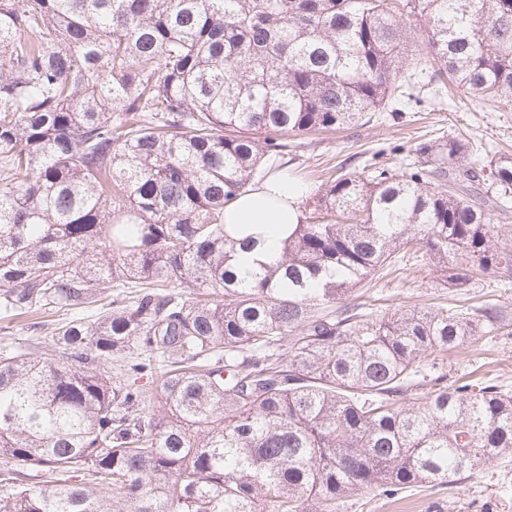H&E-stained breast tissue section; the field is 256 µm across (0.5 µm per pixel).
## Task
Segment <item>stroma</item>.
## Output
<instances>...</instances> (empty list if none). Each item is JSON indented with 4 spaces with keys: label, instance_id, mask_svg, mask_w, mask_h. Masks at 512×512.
<instances>
[{
    "label": "stroma",
    "instance_id": "obj_1",
    "mask_svg": "<svg viewBox=\"0 0 512 512\" xmlns=\"http://www.w3.org/2000/svg\"><path fill=\"white\" fill-rule=\"evenodd\" d=\"M419 83L422 104L418 111L396 116L380 112L364 126L288 139L279 164L314 188L330 168L363 171L378 151L384 162L406 167L414 160L416 144L447 134L470 140L479 160L512 154V105H478L462 92L451 104H442L432 98L428 75H421ZM367 289L381 315L401 307L448 306L465 298L475 304L494 302L512 312V279L455 288L422 256L405 257L400 271L373 280ZM445 368L450 376L489 380L512 393V336L499 337L493 343L475 339L466 349L450 353ZM343 512H512V461L487 463L451 487L423 485L391 497L367 490L350 498Z\"/></svg>",
    "mask_w": 512,
    "mask_h": 512
}]
</instances>
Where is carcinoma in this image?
Masks as SVG:
<instances>
[{"label":"carcinoma","mask_w":512,"mask_h":512,"mask_svg":"<svg viewBox=\"0 0 512 512\" xmlns=\"http://www.w3.org/2000/svg\"><path fill=\"white\" fill-rule=\"evenodd\" d=\"M419 42L512 104V0H0V319L94 307L42 322L57 360L0 347V512H341L512 458V395L444 368L512 318L362 292L405 248L511 275V154L333 173L269 263L224 224L278 137L421 102Z\"/></svg>","instance_id":"obj_1"}]
</instances>
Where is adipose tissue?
<instances>
[{"label": "adipose tissue", "instance_id": "ef3b65f1", "mask_svg": "<svg viewBox=\"0 0 512 512\" xmlns=\"http://www.w3.org/2000/svg\"><path fill=\"white\" fill-rule=\"evenodd\" d=\"M306 185L282 169L224 207V221L244 228L263 243L261 253L273 255L289 226L303 223Z\"/></svg>", "mask_w": 512, "mask_h": 512}]
</instances>
